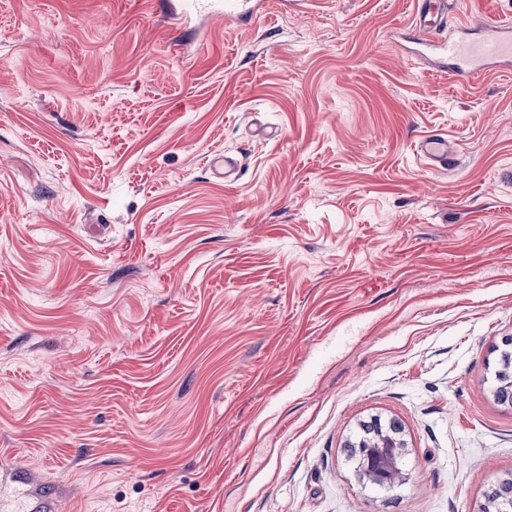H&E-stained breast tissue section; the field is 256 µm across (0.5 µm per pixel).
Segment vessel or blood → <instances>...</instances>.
I'll return each instance as SVG.
<instances>
[{
	"mask_svg": "<svg viewBox=\"0 0 512 512\" xmlns=\"http://www.w3.org/2000/svg\"><path fill=\"white\" fill-rule=\"evenodd\" d=\"M211 14L225 18L227 22L240 21L244 0H207ZM448 0H415L414 17L421 33L420 43L435 47L452 79L472 78L500 67H512V23L486 20L477 29L476 37H451L434 40V33L446 27ZM419 155L432 166L444 169L456 165V151L447 139L427 138L417 146Z\"/></svg>",
	"mask_w": 512,
	"mask_h": 512,
	"instance_id": "b4317fda",
	"label": "vessel or blood"
}]
</instances>
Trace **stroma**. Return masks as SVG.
<instances>
[{
	"mask_svg": "<svg viewBox=\"0 0 512 512\" xmlns=\"http://www.w3.org/2000/svg\"><path fill=\"white\" fill-rule=\"evenodd\" d=\"M412 15L0 0V512H473L512 473V71L449 79ZM374 416L391 494L344 451ZM198 2H208V7L210 8V14L224 16V19L227 22L235 23L241 20L242 12L241 9L244 3H250L252 1H243V0H205V1H197V0H187L183 1V4L180 5L179 10L177 11H166L168 18L172 20L174 23L179 24L183 22H187L190 19L191 12L198 6ZM419 155L431 166L451 170L456 165V151L448 140L442 137H433L422 140L418 143Z\"/></svg>",
	"mask_w": 512,
	"mask_h": 512,
	"instance_id": "obj_1",
	"label": "stroma"
}]
</instances>
